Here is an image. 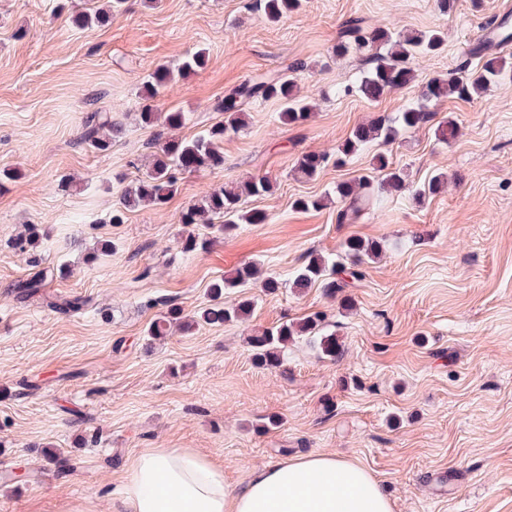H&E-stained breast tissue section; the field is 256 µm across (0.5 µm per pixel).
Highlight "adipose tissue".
Masks as SVG:
<instances>
[{"label":"adipose tissue","mask_w":512,"mask_h":512,"mask_svg":"<svg viewBox=\"0 0 512 512\" xmlns=\"http://www.w3.org/2000/svg\"><path fill=\"white\" fill-rule=\"evenodd\" d=\"M123 512H393L380 483L333 454L254 469L245 487L190 448H146L129 460Z\"/></svg>","instance_id":"adipose-tissue-1"}]
</instances>
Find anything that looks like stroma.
Listing matches in <instances>:
<instances>
[{"label":"stroma","instance_id":"stroma-1","mask_svg":"<svg viewBox=\"0 0 512 512\" xmlns=\"http://www.w3.org/2000/svg\"><path fill=\"white\" fill-rule=\"evenodd\" d=\"M501 2L455 0L444 15L435 0H301L272 22L255 0H126L84 30L75 17L107 0H0V474H29L0 482V512H72L79 503L121 512L114 494L125 464L145 448L196 449L239 487L252 467L333 453L370 471L394 512H512V78L473 100L443 99L435 121L331 162L317 179L293 172L301 153L332 158L357 124L393 115L430 78L477 63ZM353 19L439 28L446 43L416 60L415 82L370 101L343 92L372 65L335 53ZM199 48L206 67L149 101L185 113L178 136L222 120L213 104L244 81L286 71L312 102L310 118L286 125L278 102L245 104V127L224 140L223 168L180 173L162 207L110 223L163 131L138 119L144 81ZM96 109L121 126L106 151L80 141ZM445 118L459 127L449 141L435 135ZM380 152L410 187L381 192L358 223L337 222L339 201L294 207L370 175ZM440 172L446 185L415 199L413 187ZM263 175L274 191L241 206L266 213V223L234 226L205 252L181 251L187 206ZM31 224L48 231L38 252L54 275L44 298L22 303L14 286L37 268L10 243ZM352 237L376 242L379 254L346 296L292 288L310 254L340 251ZM101 241L110 252L85 262ZM250 262L281 286L250 289L248 321L146 344L156 301L193 315L214 280ZM77 295L92 306L70 316L52 309ZM315 312L341 343L337 359L299 339L283 369L254 365L251 334ZM269 416L277 427L256 430Z\"/></svg>","mask_w":512,"mask_h":512}]
</instances>
